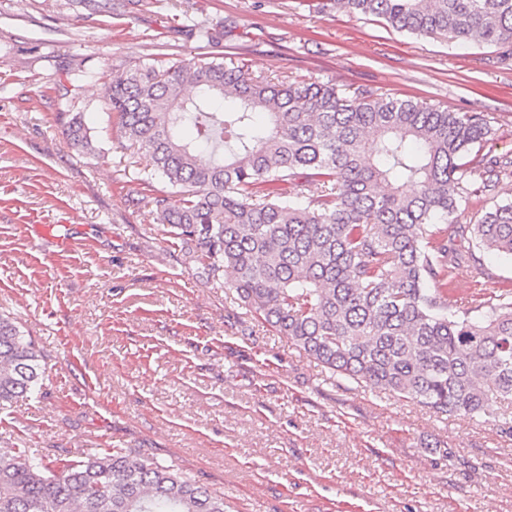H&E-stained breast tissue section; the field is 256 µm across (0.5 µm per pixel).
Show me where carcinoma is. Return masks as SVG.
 <instances>
[{
    "instance_id": "cac0c4a2",
    "label": "carcinoma",
    "mask_w": 512,
    "mask_h": 512,
    "mask_svg": "<svg viewBox=\"0 0 512 512\" xmlns=\"http://www.w3.org/2000/svg\"><path fill=\"white\" fill-rule=\"evenodd\" d=\"M87 15L109 0H70ZM399 32L494 45L512 55V0H325ZM67 72L59 88H82ZM109 111L149 164L124 166L174 240L208 277L333 373L435 414L492 417L512 436V289L470 307L457 270L486 274L458 241L512 256V203L467 222L461 204L512 173L482 152V114L334 84L273 82L214 56L116 72ZM72 147L93 142L80 115ZM331 183L300 204L282 187ZM414 184L407 195L399 182ZM164 187L159 188L157 184ZM46 364L0 315V409L30 392ZM0 512H226L224 496L168 466L110 448L55 466L0 448Z\"/></svg>"
}]
</instances>
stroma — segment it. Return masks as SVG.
Instances as JSON below:
<instances>
[{
	"mask_svg": "<svg viewBox=\"0 0 512 512\" xmlns=\"http://www.w3.org/2000/svg\"><path fill=\"white\" fill-rule=\"evenodd\" d=\"M322 0H0V313L48 369L0 410V446L44 461L122 448L223 494L227 512H512V437L351 382L300 352L208 278L145 208L105 103L112 72L227 56L254 75L373 89L488 116L484 149L512 157V64L472 42L400 33ZM190 12L235 36L181 33ZM89 71L60 99L66 72ZM81 114L94 151L64 133ZM70 240L61 249L57 237ZM461 268L465 306L512 287V258Z\"/></svg>",
	"mask_w": 512,
	"mask_h": 512,
	"instance_id": "stroma-1",
	"label": "stroma"
}]
</instances>
